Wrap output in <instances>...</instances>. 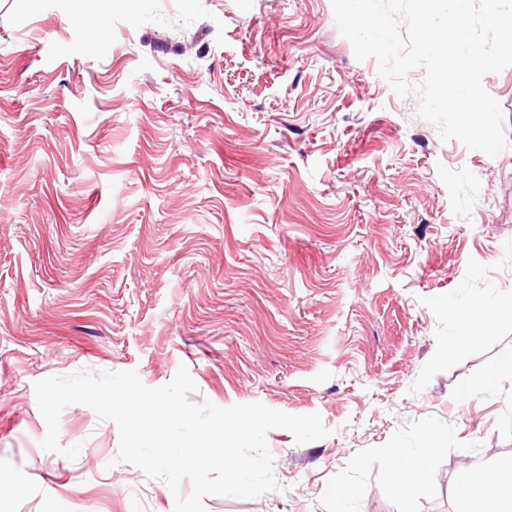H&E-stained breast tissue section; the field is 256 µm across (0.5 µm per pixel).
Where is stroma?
Returning a JSON list of instances; mask_svg holds the SVG:
<instances>
[{
  "instance_id": "stroma-1",
  "label": "stroma",
  "mask_w": 512,
  "mask_h": 512,
  "mask_svg": "<svg viewBox=\"0 0 512 512\" xmlns=\"http://www.w3.org/2000/svg\"><path fill=\"white\" fill-rule=\"evenodd\" d=\"M357 60L332 0H0V512H173L82 404L47 432L37 381L80 370L193 401L320 414L273 429L276 489L206 512H399L392 458L443 447L410 512L512 465V148L416 115ZM80 445L76 459L62 451ZM504 320H512V306L509 308H492L480 306V312L474 316L459 317L460 329L458 336H453L451 340L459 343L467 340L471 334V328L474 323H480L485 331H490L495 325Z\"/></svg>"
}]
</instances>
